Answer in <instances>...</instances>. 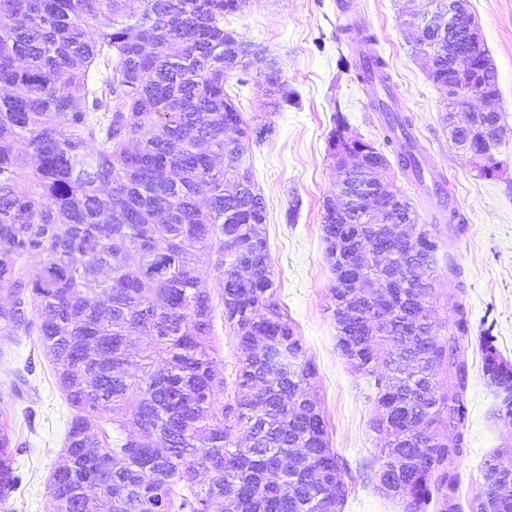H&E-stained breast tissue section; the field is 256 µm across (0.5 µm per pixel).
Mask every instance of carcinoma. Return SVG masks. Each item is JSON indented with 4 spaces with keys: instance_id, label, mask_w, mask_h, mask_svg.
I'll return each mask as SVG.
<instances>
[{
    "instance_id": "cac0c4a2",
    "label": "carcinoma",
    "mask_w": 512,
    "mask_h": 512,
    "mask_svg": "<svg viewBox=\"0 0 512 512\" xmlns=\"http://www.w3.org/2000/svg\"><path fill=\"white\" fill-rule=\"evenodd\" d=\"M416 40L428 78L462 102L496 73L448 74V24ZM247 0H0V335L37 336L74 408L49 478L51 512H343L347 463L329 441L313 391L316 366L277 298L266 208L253 176L250 121L226 90L248 73L259 45L224 29ZM110 16L106 29L95 25ZM374 90L387 83L379 53L351 62ZM278 109L294 92L275 60L264 72ZM409 119L394 116L384 145L416 174L420 147ZM348 119L334 116L331 156L347 147ZM323 203L321 231L335 283L337 348L364 379L371 430L384 437L375 471L397 459L411 482L403 512H463L460 462L467 448L468 365L476 345L495 418L512 428V362L494 337L472 335L462 269L447 255L455 319L439 338L429 298L440 241L410 199L375 216L351 200L336 217ZM410 224L418 248L375 247V226ZM216 255L224 321L239 340L227 398L217 390L214 305L195 265ZM380 285L370 302L343 277L351 252ZM42 260L33 277L26 260ZM135 261L130 270L129 261ZM136 336L154 350L134 355ZM448 367V384L435 366ZM133 424L158 439L127 433ZM246 433L241 446L230 440ZM19 443L0 412V505L20 485ZM482 464L480 512H512V471Z\"/></svg>"
}]
</instances>
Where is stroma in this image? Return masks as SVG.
<instances>
[{
    "mask_svg": "<svg viewBox=\"0 0 512 512\" xmlns=\"http://www.w3.org/2000/svg\"><path fill=\"white\" fill-rule=\"evenodd\" d=\"M484 46L498 75V108L509 129L499 146L492 176L478 177L468 154L450 138L448 95L429 79L415 54L413 35L402 24L407 9L426 0H249L224 27L265 48L275 58L293 100L266 116L270 131L252 145L254 180L266 206L277 297L302 336L317 367L314 389L328 425L331 445L350 467L370 460L380 436L370 428L373 405L361 380L336 347V323L328 309L334 275L325 257L320 214L337 178L327 140L333 114L342 110L352 132L381 142V115L371 109L363 87L340 73L339 56H355V30L374 36L391 76L390 92L402 100L430 173L443 177L467 229L449 238L446 220L431 217L429 202L389 155L388 179L416 206L420 223L450 245L462 269L465 299L475 329H489L502 355L512 360V0H469ZM264 61L250 68L249 81L228 80L245 117L262 112ZM297 219H290L292 205ZM217 308L214 342L217 381H230L241 349L220 308L216 277L205 280ZM469 448L461 462L464 512H479L481 465L497 451L512 448V429L493 416L495 400L485 385L481 356L470 347ZM0 410L11 416L24 444L17 458L22 484L16 512H50L47 484L71 416L54 376L52 356L35 337L0 338Z\"/></svg>",
    "mask_w": 512,
    "mask_h": 512,
    "instance_id": "1",
    "label": "stroma"
}]
</instances>
